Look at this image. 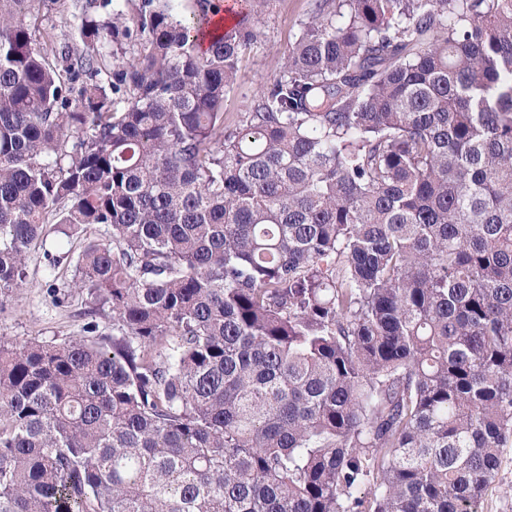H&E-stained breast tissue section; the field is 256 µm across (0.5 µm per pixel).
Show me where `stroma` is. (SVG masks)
Segmentation results:
<instances>
[{
	"label": "stroma",
	"instance_id": "stroma-1",
	"mask_svg": "<svg viewBox=\"0 0 512 512\" xmlns=\"http://www.w3.org/2000/svg\"><path fill=\"white\" fill-rule=\"evenodd\" d=\"M85 0H40V27L54 29L58 45L70 42L80 22ZM312 8L311 0H269L253 20L257 38L240 63L237 84L224 104V125L235 128L259 89L279 74V62L297 41L301 24ZM81 241L48 239L45 248L32 251L22 288L0 304V336L17 344L51 341L78 335L84 323L85 299L71 290L72 258ZM68 297L65 305L54 302ZM480 512H512V447L502 449L498 480L484 495Z\"/></svg>",
	"mask_w": 512,
	"mask_h": 512
}]
</instances>
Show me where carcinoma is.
Masks as SVG:
<instances>
[{"instance_id": "cac0c4a2", "label": "carcinoma", "mask_w": 512, "mask_h": 512, "mask_svg": "<svg viewBox=\"0 0 512 512\" xmlns=\"http://www.w3.org/2000/svg\"><path fill=\"white\" fill-rule=\"evenodd\" d=\"M176 2L86 0L51 60L0 0V305L102 226L73 288L112 315L0 336V512H479L512 446V0H313L233 129L269 0L210 35Z\"/></svg>"}]
</instances>
